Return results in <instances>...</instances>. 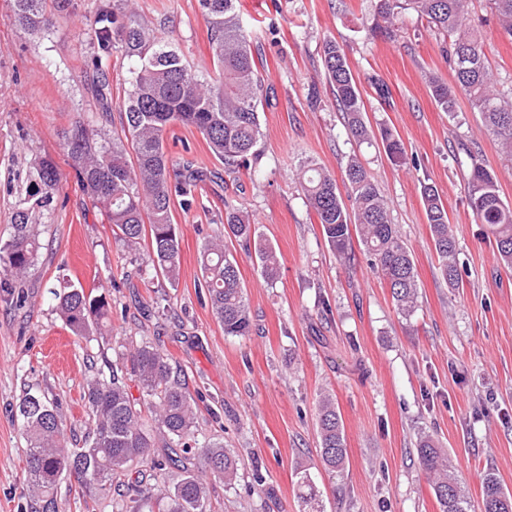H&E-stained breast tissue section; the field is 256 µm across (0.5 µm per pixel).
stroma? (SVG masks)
<instances>
[{
	"mask_svg": "<svg viewBox=\"0 0 512 512\" xmlns=\"http://www.w3.org/2000/svg\"><path fill=\"white\" fill-rule=\"evenodd\" d=\"M101 0H77L34 37L17 26L12 0H0V239L10 232L17 191L34 159L50 157L62 180L29 276L0 287V507L31 512L16 408L24 388L57 400L69 442L90 424L84 398L95 371L131 369L144 341L168 355L202 399L201 435L223 442L238 460L232 485L210 488L211 512H303L296 472L309 470L325 512H440L417 464L419 433L439 439L473 502L481 476L494 469L512 492V272L498 262L493 237L468 205L471 154L494 170L501 198L512 206V162L500 154L466 98L443 112L429 77L452 79L444 38L415 13L400 17L395 39L372 32L375 0H239L257 66L273 92L261 114L260 160L227 175L223 190L196 188L190 207L175 206L180 240L176 282L140 270L105 214L81 190L65 135L76 120H98L85 77L98 45L86 20ZM163 37L199 69L212 67L208 24L197 0H136ZM468 22L505 96H512V38L489 0H469ZM344 49L371 127L388 126L415 168L358 149L336 110L321 65L323 43ZM387 95H379L378 84ZM173 160L211 169L220 164L193 128H171ZM359 154L386 200L417 270L419 307L397 314L390 290L362 247L354 263L326 244L296 176L311 157L343 179ZM435 184L458 239L461 282L449 289L438 269L421 197ZM248 211L275 247L281 275L262 278L255 257L239 246L238 261L252 332L225 335L202 286L199 251L224 231L223 199ZM75 285L105 295L112 307L101 334L71 333L53 291ZM330 391L348 448L343 478L330 479L317 456V400ZM56 512H114L118 489L82 493L63 477L53 491Z\"/></svg>",
	"mask_w": 512,
	"mask_h": 512,
	"instance_id": "1",
	"label": "stroma"
}]
</instances>
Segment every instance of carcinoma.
Segmentation results:
<instances>
[{"mask_svg":"<svg viewBox=\"0 0 512 512\" xmlns=\"http://www.w3.org/2000/svg\"><path fill=\"white\" fill-rule=\"evenodd\" d=\"M13 20L33 36L52 26V11L66 9L72 0H12ZM134 0H112L90 19V33L104 45L117 37L127 60L124 99L120 105L121 133L105 127L109 113L105 84L94 81L92 91L101 103V124L75 122L67 132L72 167L83 192L104 208L113 232L123 245L137 251L146 245V263L169 281L180 270V245L174 222V197L186 196L212 172L190 162L169 159L165 139L171 127H193L204 137L224 172L234 173L248 159L259 160L262 136L260 113L272 88L260 74L240 14L238 0H198L207 19L208 38L216 76H204L183 58L178 48L160 37L156 28L138 18ZM466 0H377L373 33L396 37V22L411 11L445 36L451 37L450 59L455 87L442 77L429 80L433 100L448 113L456 111V92L479 113L486 131L505 157L512 159V98L500 95L481 42L467 25ZM505 33L512 36V0H490ZM322 68L349 134L357 145L381 144L396 167L414 165L392 130L372 129L364 118V104L348 64L336 41L323 45ZM467 178L468 200L477 220L494 238L501 262L512 269V208L499 195L494 172L471 156ZM298 176L307 206L313 210L322 235L337 257L349 261L352 237H357L371 267L390 288L398 312L409 316L418 307V279L412 254L368 170L353 155L345 168L346 206L336 179L317 163L299 165ZM61 173L52 159L34 161L28 185L14 205L9 237L0 242V271L16 281L25 279L37 264L43 243L38 217L53 210ZM427 223L448 288L459 285L456 235L437 187L421 185ZM235 239L247 254L255 255L262 277L275 282L280 260L258 233L248 214L224 202V237L206 241L200 250V269L208 301L224 335L245 337L251 332V312L245 297L238 262L224 245ZM55 308L75 336L99 328L109 315L105 297L72 287L55 295ZM141 396L133 397L122 368L114 364L109 375L87 384V415L92 427L82 445L67 446L58 407L48 394L28 390L17 412L26 442V467L34 512H56L47 496L65 475L81 486L101 490L114 480L136 474L127 489L136 493L132 512L148 506L142 483H156L157 512H209V489L214 482L232 484L237 474L235 457L216 440L196 435V400L186 379L174 374L168 357L148 342L132 353ZM165 438L163 452L155 453V438L144 419ZM319 455L329 477H343L347 459L344 424L332 395L317 404ZM418 462L427 476L441 512H473L474 504L460 485L455 467L437 440L420 436ZM172 472L179 479L169 486ZM299 499L305 512H324L320 492L307 470L296 473ZM482 512H512V493L488 470L482 478Z\"/></svg>","mask_w":512,"mask_h":512,"instance_id":"1","label":"carcinoma"}]
</instances>
